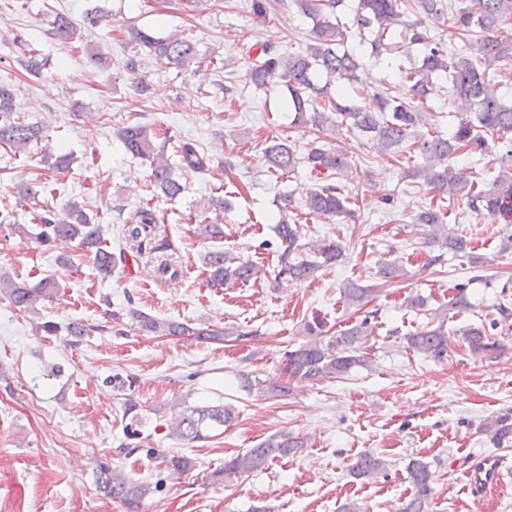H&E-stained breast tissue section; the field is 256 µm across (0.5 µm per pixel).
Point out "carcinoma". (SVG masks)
Instances as JSON below:
<instances>
[{
	"label": "carcinoma",
	"mask_w": 512,
	"mask_h": 512,
	"mask_svg": "<svg viewBox=\"0 0 512 512\" xmlns=\"http://www.w3.org/2000/svg\"><path fill=\"white\" fill-rule=\"evenodd\" d=\"M286 0H251L250 10L258 21H265L275 11V5ZM301 13L311 19V40L305 50L290 54L281 53L272 45L256 42L249 47L254 53L248 70L250 82L261 87L278 79L288 87V111L294 113L293 122L311 126L319 134L335 132L340 126L356 130L367 137L378 151L401 154L405 162L420 157L423 165L410 172L411 177L422 180L428 189L448 198L466 199L475 212L499 214L512 221V168H508L486 190L479 187L466 170L458 167L457 159L467 158L489 149V139L508 138L512 141V103L485 93L486 81L512 67V36L500 34L501 25L512 21V0H462L456 7L450 0H291ZM347 6L345 18L337 14L338 8ZM442 16L448 19L449 28L459 37L469 41L467 55L448 52L446 43L430 35L424 18ZM105 17V10L96 7L84 14L82 23L97 25ZM51 34L61 43L69 44L77 38L80 24L65 12H52L46 16ZM356 29L360 35L358 49H340L345 29ZM131 48H146L156 57L169 64L185 67L196 58L194 44L178 34L157 38L149 32L131 28ZM18 47L28 54L26 71L38 75L42 63L37 60L36 50L15 39ZM417 51V61L406 68L402 64L392 66L391 59L411 51ZM387 61V68H396L399 84L386 85L377 91L372 104L363 107L354 104L357 72L365 57ZM502 64L503 70L496 69ZM448 79L454 94L473 105V129L458 130L450 135L439 131L428 136H415L424 124L428 101L434 95L433 79ZM43 129L27 123L17 115L13 90L0 83V145L19 153L38 144ZM117 137L125 153L150 160L154 185L168 197L175 198L183 191L182 184L173 177L171 165L165 157L166 142L159 141V134L142 121H128L119 128ZM262 155L270 172L290 173L298 164V157L287 139L273 137L265 140ZM210 156L192 142L179 146V168L190 172H202L209 168ZM307 162L311 171L322 177V184L305 192L304 206L312 214L323 218H346L354 215L349 207L350 197L337 179L354 181L357 168L348 157L331 147L320 145L310 150ZM280 209L275 232L282 251L278 255L275 283L297 284L313 280L323 268L336 263L342 257V247L337 242L325 243L308 249L300 243L298 225L289 222L287 206ZM41 231L38 238L44 243H75L92 261L104 278L120 265H126L128 250H136L138 256L163 253L170 248L167 240L159 241L144 236L148 228L158 223L151 209L140 208L122 225L124 245L112 252L103 246L105 227L92 223L91 218L72 203L66 212L58 215L50 210L40 214ZM415 221L428 227L431 243L455 256L467 255L477 264L480 259L471 255L470 241L451 230L441 208L432 206L420 209ZM209 276L207 285L222 288L256 281L266 275L264 266L226 249H216L205 256ZM405 275L403 265L383 261L378 264L375 276L391 283ZM60 286L49 275L33 286L0 279V300H7L13 307L31 309L40 301L58 297ZM372 288L357 281H349L343 288L344 298L352 305L367 298ZM472 308L465 285L459 284L455 294L448 299V313L456 315ZM128 315L140 328L154 336H191L200 342L243 340L252 332L238 328L211 329L145 314L128 309ZM369 318L344 330L338 336H324L323 324L306 322L304 332L309 339L284 352L283 372L290 378L321 380L348 374L363 366L366 359L360 354V344L368 336ZM461 336L469 351L476 357H493L500 348L499 342L487 334L485 326L471 324L462 329ZM407 348L430 358H441L448 351L449 334L439 313L416 331L404 336ZM137 378L131 375L112 376V390L125 396V439L121 447L132 452L141 447V421L138 402L134 399ZM241 387L246 391H259L270 397L288 395V383L273 379H261L257 375H241ZM235 417L234 408L222 402L188 406L179 411L169 423V432L188 444L213 438V432L229 425ZM482 433L489 443L500 448L512 443V409L493 416L482 425ZM303 447V441L288 431H280L254 448L224 460V468L213 476L230 480L234 477L262 471L271 460L288 456ZM161 463L172 474L181 476L195 467V462L184 455H160ZM386 460L373 453H363L350 467V473L367 481L381 475ZM408 475L415 488L413 497L401 508V512H428L433 497L430 463L416 458L408 464ZM96 485L102 496L123 503L129 512H137L142 501L152 493L150 484L118 470L108 462H100Z\"/></svg>",
	"instance_id": "cac0c4a2"
}]
</instances>
